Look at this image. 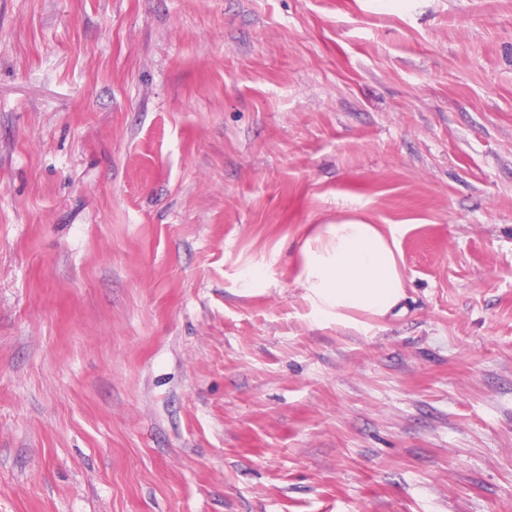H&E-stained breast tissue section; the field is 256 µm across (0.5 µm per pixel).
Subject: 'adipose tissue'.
Segmentation results:
<instances>
[{
	"mask_svg": "<svg viewBox=\"0 0 512 512\" xmlns=\"http://www.w3.org/2000/svg\"><path fill=\"white\" fill-rule=\"evenodd\" d=\"M298 284L319 323L359 328L388 317L406 297L394 234L357 219L323 224L301 247Z\"/></svg>",
	"mask_w": 512,
	"mask_h": 512,
	"instance_id": "ef3b65f1",
	"label": "adipose tissue"
}]
</instances>
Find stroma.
Segmentation results:
<instances>
[{
    "instance_id": "stroma-1",
    "label": "stroma",
    "mask_w": 512,
    "mask_h": 512,
    "mask_svg": "<svg viewBox=\"0 0 512 512\" xmlns=\"http://www.w3.org/2000/svg\"><path fill=\"white\" fill-rule=\"evenodd\" d=\"M0 512H512V0H0ZM300 288L318 323L358 329L388 317L406 298L393 231L348 219L322 224L301 246Z\"/></svg>"
}]
</instances>
